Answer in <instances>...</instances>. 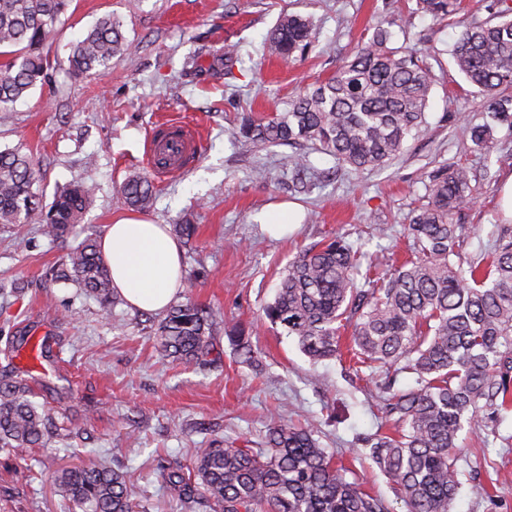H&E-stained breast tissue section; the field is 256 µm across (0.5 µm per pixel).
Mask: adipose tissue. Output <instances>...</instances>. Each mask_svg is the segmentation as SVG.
<instances>
[{
  "label": "adipose tissue",
  "mask_w": 512,
  "mask_h": 512,
  "mask_svg": "<svg viewBox=\"0 0 512 512\" xmlns=\"http://www.w3.org/2000/svg\"><path fill=\"white\" fill-rule=\"evenodd\" d=\"M101 255L112 285L134 308L165 309L182 288V249L165 225L122 220L109 225Z\"/></svg>",
  "instance_id": "ef3b65f1"
}]
</instances>
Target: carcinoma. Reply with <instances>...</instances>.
<instances>
[{
	"mask_svg": "<svg viewBox=\"0 0 512 512\" xmlns=\"http://www.w3.org/2000/svg\"><path fill=\"white\" fill-rule=\"evenodd\" d=\"M68 0H0V108L13 106L29 90L46 84L50 62L41 48L53 39ZM436 21H451L460 0H416ZM499 21L477 16L463 27L450 53L465 80L498 96L490 122L472 130L479 147L490 144L494 127L512 128V5L496 0ZM376 21L371 38L353 47L329 77L300 91L288 112L247 120L243 137L263 143H318L354 171L389 165L409 137L424 135L425 109L433 86L430 49L388 46L392 32ZM315 41L309 19L283 13L268 34L271 50L288 60L304 55ZM130 50L120 21L98 18L72 44L70 68L90 74ZM37 171L18 149L0 150V224L43 217L44 233L66 237L93 195L88 185L69 187L43 211ZM145 176L133 175L121 194L133 206L153 197ZM476 200L469 169L446 166L429 176L424 201L407 225L413 257L391 271L357 282L367 255L338 237L308 247L288 263L274 300L263 312L297 339L313 361L340 352L350 332L357 363L415 376L416 386L394 393L386 404L394 431L365 439L369 457L388 476L406 512H449L456 480L459 435L476 427L482 414L497 418L512 410V225L497 228L486 253L454 263L462 226L456 215ZM55 277L71 280L112 309V276L97 239L74 248ZM217 316L191 301L172 306L157 336L164 355L185 367H200L212 353ZM229 337L244 362L255 351L244 329ZM26 380L0 373V451L12 454L55 442L51 409L33 403ZM172 496L189 508L209 512H388L381 499L346 480L309 427L269 428L264 447L212 444L195 451L190 473L173 459L160 465ZM57 491L79 512H137L124 471L99 456L87 465L58 470Z\"/></svg>",
	"mask_w": 512,
	"mask_h": 512,
	"instance_id": "obj_1",
	"label": "carcinoma"
}]
</instances>
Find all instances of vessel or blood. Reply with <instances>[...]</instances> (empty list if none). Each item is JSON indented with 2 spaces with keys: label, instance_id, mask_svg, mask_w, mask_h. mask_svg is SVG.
Listing matches in <instances>:
<instances>
[{
  "label": "vessel or blood",
  "instance_id": "vessel-or-blood-1",
  "mask_svg": "<svg viewBox=\"0 0 512 512\" xmlns=\"http://www.w3.org/2000/svg\"><path fill=\"white\" fill-rule=\"evenodd\" d=\"M196 157L193 136L186 126L165 120L151 128L145 142L144 162L153 172L163 176L181 174Z\"/></svg>",
  "mask_w": 512,
  "mask_h": 512
}]
</instances>
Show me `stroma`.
Instances as JSON below:
<instances>
[{"label": "stroma", "instance_id": "stroma-1", "mask_svg": "<svg viewBox=\"0 0 512 512\" xmlns=\"http://www.w3.org/2000/svg\"><path fill=\"white\" fill-rule=\"evenodd\" d=\"M399 8L412 19L392 45L435 47L428 59L435 84L428 132L408 140L390 165L358 173L309 142L237 136L245 119L286 112L301 87L335 72L370 38L377 18ZM284 11L309 18L316 31L311 51L291 62L265 44ZM106 13L121 20L131 53L96 75L73 72L70 44ZM459 33L417 13L416 0H70L46 49L49 82L0 111V149L30 153L45 203L77 183L94 186L95 196L62 240L46 237L34 217L0 224V371L26 379L32 401L63 413L73 434L67 444L22 457L0 453V493L10 495L0 512H69L54 473L90 454L127 470L140 512H186L169 494L161 459L188 463L211 443L259 448L270 427L289 422L314 425L346 480L380 497L388 512H406L363 446L365 437L391 429L382 416V376L353 371L345 357L312 363L263 308L288 262L331 237L377 256L382 268L402 262L411 248L405 227L429 173L442 166L467 163L478 191L461 215V259L492 246L506 221L499 196L512 174V130L497 127L486 149L472 142L492 98L471 87L449 55ZM228 45L235 48L229 67L222 63ZM164 118L195 127L200 156L184 173L155 181L149 208L135 210L119 187L147 173L145 137ZM300 154L307 159L301 173ZM282 203L300 206V224L275 238L261 219ZM125 218L195 225L181 242L183 288L175 301H194L243 327L255 362H241L220 331L213 339L219 361L184 368L160 350L163 313L138 311L120 296L105 313L76 283L52 279L71 247ZM459 443L452 512H512V413L483 419ZM477 483L486 495L472 494Z\"/></svg>", "mask_w": 512, "mask_h": 512}]
</instances>
